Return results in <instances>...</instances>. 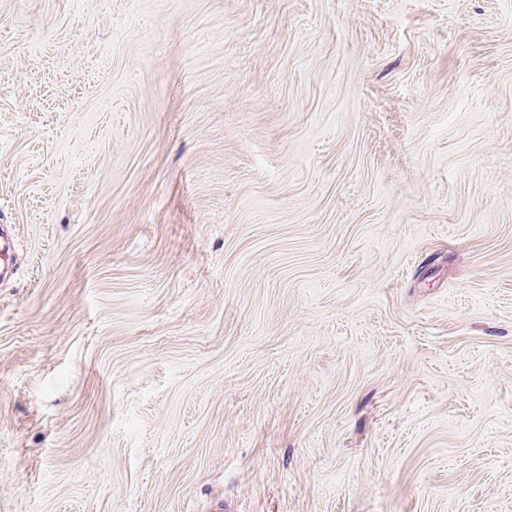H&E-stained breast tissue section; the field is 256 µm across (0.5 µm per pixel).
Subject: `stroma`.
Segmentation results:
<instances>
[{
	"mask_svg": "<svg viewBox=\"0 0 512 512\" xmlns=\"http://www.w3.org/2000/svg\"><path fill=\"white\" fill-rule=\"evenodd\" d=\"M0 512H512V0H0Z\"/></svg>",
	"mask_w": 512,
	"mask_h": 512,
	"instance_id": "obj_1",
	"label": "stroma"
}]
</instances>
